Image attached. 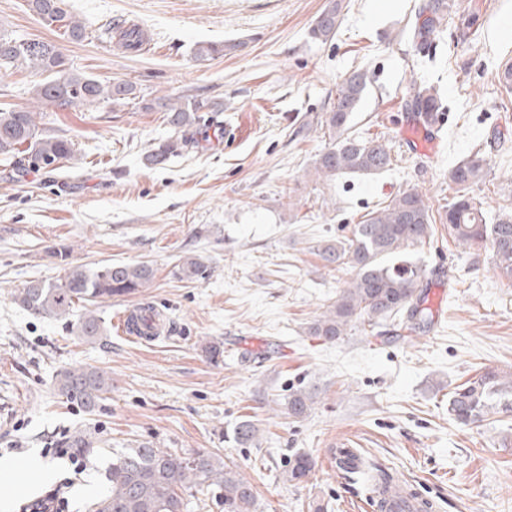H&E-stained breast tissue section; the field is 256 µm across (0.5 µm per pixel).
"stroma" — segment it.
<instances>
[{
    "label": "stroma",
    "mask_w": 512,
    "mask_h": 512,
    "mask_svg": "<svg viewBox=\"0 0 512 512\" xmlns=\"http://www.w3.org/2000/svg\"><path fill=\"white\" fill-rule=\"evenodd\" d=\"M328 2L64 0L86 25V39L73 42L27 0H0L1 35L54 42L72 72L133 82L147 100L192 97L211 117L161 168L142 157L172 130L164 113L137 103L44 113L45 133L74 143L55 171L15 177L0 160V458L33 453L51 473L15 478L14 512L66 477L74 486L64 512H92L110 490L113 452L135 440L220 450L254 486L258 512H350L364 485L337 468L341 439L436 512H512V414L473 428L448 415L456 386L488 368L512 373V280L497 274L490 249L459 248L442 222L457 191L448 172L476 152L487 167L470 196L489 219L512 209V89L499 81L512 68V0H453L425 58L409 37L422 0H343L335 37L312 40ZM117 22L146 30L151 51L118 48L105 33ZM200 43L226 51L199 60ZM355 71L368 85L348 133L385 141L392 163L325 178L313 162L334 138L320 121ZM40 79L25 67L1 73L0 108L32 105ZM415 83L435 87L449 116L448 146L434 159L398 135ZM411 188L436 219L431 240L406 258L445 281L437 323L420 333L355 323L334 342L307 335L354 275L325 265L319 249ZM62 247L64 260L53 255ZM187 256L205 276L180 277ZM139 262L154 269L150 288L98 303L106 332L94 342L79 336L76 317L36 318L13 300L70 264ZM142 304L167 318L148 343L115 324ZM211 343L218 358L204 352ZM79 367L112 377L91 413L54 386L60 370ZM299 390L315 404L295 419L286 404ZM245 419L259 429L248 447L232 439ZM78 431L92 440L80 474L44 454ZM296 452L316 466L293 484L284 470Z\"/></svg>",
    "instance_id": "35a3bbf8"
}]
</instances>
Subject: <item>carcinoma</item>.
<instances>
[{"mask_svg":"<svg viewBox=\"0 0 512 512\" xmlns=\"http://www.w3.org/2000/svg\"><path fill=\"white\" fill-rule=\"evenodd\" d=\"M61 4L62 0H29L30 9L48 22L59 24L69 40H83L85 25ZM452 7L450 0H424L410 29L418 53L430 51L434 37L451 16ZM341 12V0H329L310 27V37L321 42L333 38L341 24ZM120 37L128 50L136 51L143 43L142 32L136 27L122 30ZM23 64L45 75L33 90L39 108L92 106L101 101L121 105L139 98L136 86L129 81L104 84L91 76L72 73L54 43L0 35V70ZM366 88L367 77L361 72L351 73L339 86L336 102L322 120L323 126L335 135V141L315 158L317 173L335 177L348 172H378L391 165V152L385 142L345 135ZM408 94L409 111L424 122L436 120L441 109L437 94L415 84ZM144 109L165 113L174 132V137L144 154L147 166L163 165L182 152L191 131L205 123L202 106L180 97H157L144 104ZM36 116L29 108L0 110V156L15 166L25 161L32 168L51 172L72 157L73 142L62 135L42 133ZM485 163L484 156L477 153L449 171V180L458 187V195L448 205L444 220L453 241L469 249L483 245L490 248L496 272L512 279V211L500 213L496 223L489 224L468 196V189L482 177ZM432 235L430 207L423 195L412 188L389 205L370 212L362 223L354 225L350 238L323 245L319 255L326 265L349 264L356 275L337 296L335 305L309 325L308 335L335 341L346 334L353 322L373 328L379 321L397 316L405 317L413 328L430 324L429 309L422 306L419 292L425 271L407 261L390 265L388 259L425 243ZM180 271L182 278L195 280L206 269L198 259L187 257ZM153 276V269L144 263H111L94 271L71 266L62 281H31L18 290L14 300L35 317L66 318L80 303L95 305L102 299L130 296L148 288ZM78 332L87 341L97 340L104 332L101 317L84 309ZM55 388L66 399L92 412L112 392V377L95 367L64 369L56 375ZM313 404L312 393L294 392L288 397V415L303 418ZM509 412L512 413V381H501L494 370L457 386L448 396V415L463 426H478L491 413ZM257 434L258 428L251 420L239 422L233 430L234 441L240 445L253 442ZM314 465L312 456L294 454L288 459L287 480L302 482ZM109 480L111 491L94 503V512H186L188 498L193 492L204 490L224 505V512H258L253 485L214 450L180 453L158 448L151 441H137L113 454ZM369 481L377 512H385V494L398 480L378 469Z\"/></svg>","mask_w":512,"mask_h":512,"instance_id":"cac0c4a2","label":"carcinoma"}]
</instances>
